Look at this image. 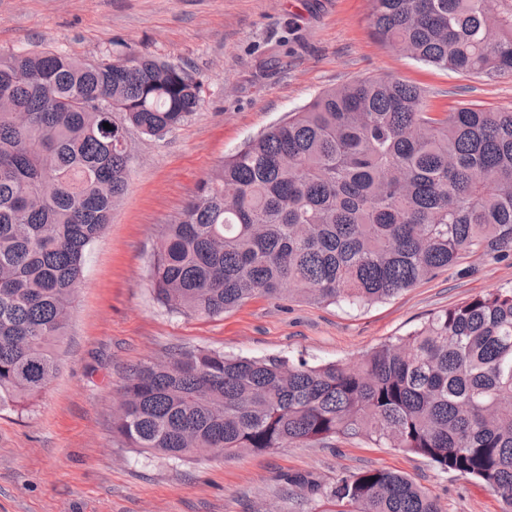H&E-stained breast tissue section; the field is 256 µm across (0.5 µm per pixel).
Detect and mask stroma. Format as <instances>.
Wrapping results in <instances>:
<instances>
[{"instance_id":"1","label":"stroma","mask_w":512,"mask_h":512,"mask_svg":"<svg viewBox=\"0 0 512 512\" xmlns=\"http://www.w3.org/2000/svg\"><path fill=\"white\" fill-rule=\"evenodd\" d=\"M118 41L128 55L181 65L206 98L163 139L129 134L127 189L87 254L60 372L26 409L0 412V512H309L283 475L331 482L372 468L406 474L445 512H502L467 477L391 448L332 441L173 462L123 446L112 417L125 372L181 347L353 364L437 311L512 286V265L490 261L362 308L256 298L201 319L161 307L147 277L161 228L198 183L322 90L393 77L424 90L436 112L512 111V76L443 70L382 45L369 0H0V54L51 48L92 59Z\"/></svg>"}]
</instances>
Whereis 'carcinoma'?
<instances>
[{
    "label": "carcinoma",
    "mask_w": 512,
    "mask_h": 512,
    "mask_svg": "<svg viewBox=\"0 0 512 512\" xmlns=\"http://www.w3.org/2000/svg\"><path fill=\"white\" fill-rule=\"evenodd\" d=\"M373 34L412 59L512 74V0H370ZM203 84L147 57L0 55V411L59 371L90 247L127 187L126 136L161 138ZM110 128H104V124ZM512 260V112L440 114L396 78L318 94L225 159L153 253L172 312L216 318L249 300L362 307L464 257ZM112 429L129 448L194 461L363 439L469 477L512 512V287L432 315L356 365L181 348L123 378ZM314 512H444L385 468L327 483L288 475Z\"/></svg>",
    "instance_id": "1"
}]
</instances>
